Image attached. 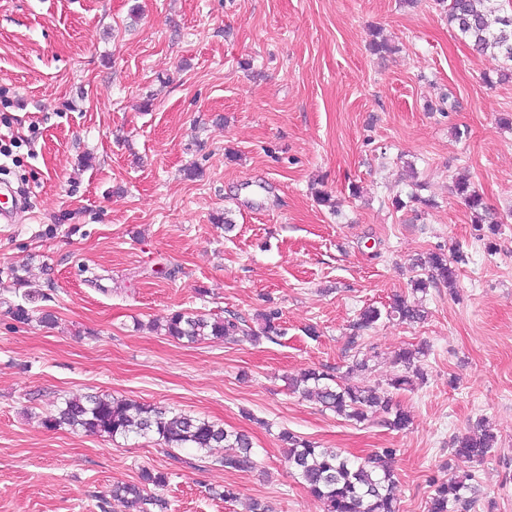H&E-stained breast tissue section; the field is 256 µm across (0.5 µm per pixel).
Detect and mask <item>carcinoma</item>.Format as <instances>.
<instances>
[{
  "label": "carcinoma",
  "mask_w": 512,
  "mask_h": 512,
  "mask_svg": "<svg viewBox=\"0 0 512 512\" xmlns=\"http://www.w3.org/2000/svg\"><path fill=\"white\" fill-rule=\"evenodd\" d=\"M445 5L448 22L453 24L461 38L478 53L500 54L512 63V16L490 23L484 8L486 0H438ZM453 191L473 214L474 223L486 221L487 207L479 190L467 178L453 181ZM461 257L444 252H433L425 262L415 266L428 267L427 277L413 280V291L422 294L431 285H441L454 292L457 264ZM415 323L424 317L421 305L397 296L388 308H364L346 340V351L353 352L351 365L342 376L327 371L309 370L292 378L288 386L303 398L316 396L323 407L356 422H364L379 414L396 430L405 429L410 417L393 407L389 389L401 390L410 384L405 375H397L387 387H366L350 383L351 375L366 370L373 355L363 350L362 333L372 328L381 318ZM257 325L238 315L209 317L201 312L176 311L164 325L165 334L175 340L198 342L208 336L229 338L247 336L254 341L264 339L276 342L284 335L280 313L270 309L258 314ZM49 429L67 426L75 432L106 434L112 438L154 437L158 444L171 449H190L194 462H203L205 454L217 446L233 449L224 456L222 466L237 472H248L256 467L249 436L228 431L220 423L175 412L166 407L140 403L136 400L109 395H88L65 398L55 406L54 413L42 420ZM288 444V466L324 506V512H398L395 498V475L392 467L396 449L384 448L361 461H355L337 448H318L288 430L281 432ZM495 437L490 433L480 436H461L453 439L448 458V469L461 463L483 460L494 448ZM167 475L141 470L140 482L116 483L102 496V504L112 500L134 512H165L166 502L146 493V486L163 487ZM480 489L468 473L455 475L440 483L428 501L427 512H472L479 501Z\"/></svg>",
  "instance_id": "carcinoma-1"
}]
</instances>
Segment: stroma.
I'll return each mask as SVG.
<instances>
[{
    "label": "stroma",
    "mask_w": 512,
    "mask_h": 512,
    "mask_svg": "<svg viewBox=\"0 0 512 512\" xmlns=\"http://www.w3.org/2000/svg\"><path fill=\"white\" fill-rule=\"evenodd\" d=\"M376 32L390 51H370ZM506 68L436 0H0L14 158L0 182L26 192L0 223V512H100L98 495L144 467L167 473L169 512H323L288 470L284 429L356 457L396 449L397 508L427 512L453 438L481 419L497 443L464 466L483 491L475 512H512ZM460 173L499 234L453 194ZM455 247V292L429 289L422 322L364 333L378 357L354 375L362 386L401 374L395 351L428 347L423 378L393 394L408 429L289 391L306 370L345 372L359 311L409 294L413 260ZM12 266L22 283L3 277ZM28 293L55 325L13 319ZM271 308L286 330L275 343L163 330L177 310ZM94 393L245 432L257 466L226 469L215 448L193 469L152 438L43 426L62 399ZM225 486L236 501L211 496Z\"/></svg>",
    "instance_id": "35a3bbf8"
}]
</instances>
